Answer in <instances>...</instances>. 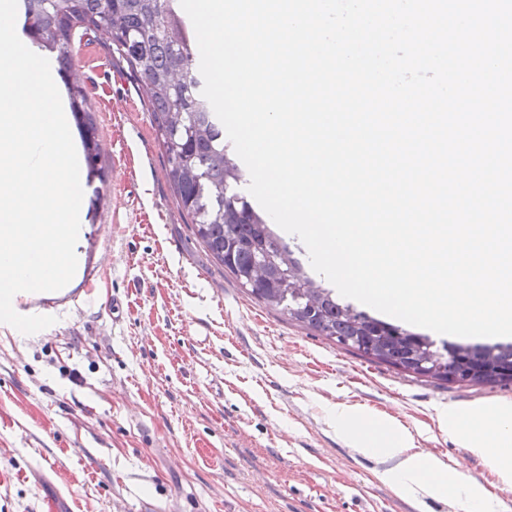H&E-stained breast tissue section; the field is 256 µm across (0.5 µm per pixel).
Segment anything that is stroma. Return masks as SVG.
<instances>
[{
	"label": "stroma",
	"mask_w": 512,
	"mask_h": 512,
	"mask_svg": "<svg viewBox=\"0 0 512 512\" xmlns=\"http://www.w3.org/2000/svg\"><path fill=\"white\" fill-rule=\"evenodd\" d=\"M108 36L75 41L101 172L76 274L20 301L54 325L0 324V512H471L414 497L389 461L336 431L360 406L412 432L512 512V487L441 429L453 405L512 402L507 386L437 385L366 361L248 296L195 237L136 81Z\"/></svg>",
	"instance_id": "obj_1"
}]
</instances>
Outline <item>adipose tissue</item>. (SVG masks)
Here are the masks:
<instances>
[{"mask_svg":"<svg viewBox=\"0 0 512 512\" xmlns=\"http://www.w3.org/2000/svg\"><path fill=\"white\" fill-rule=\"evenodd\" d=\"M333 417L337 431L352 447L397 459L396 469L383 478L404 492L429 495L464 493L474 512H494L489 493L464 474L449 469L441 459L411 450L408 431L394 421L355 407L337 405ZM461 447L486 458L503 486H512V403L498 402L458 408L440 421Z\"/></svg>","mask_w":512,"mask_h":512,"instance_id":"1","label":"adipose tissue"}]
</instances>
